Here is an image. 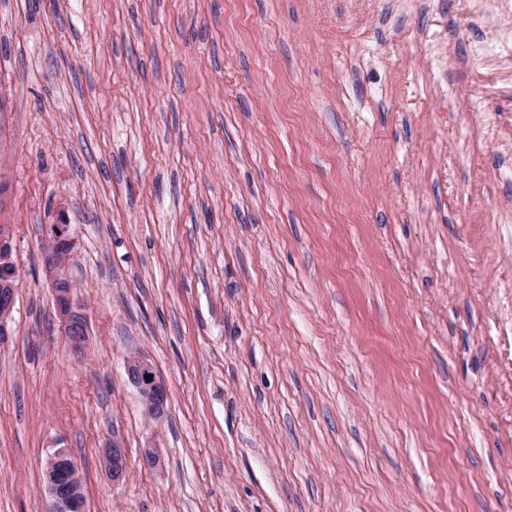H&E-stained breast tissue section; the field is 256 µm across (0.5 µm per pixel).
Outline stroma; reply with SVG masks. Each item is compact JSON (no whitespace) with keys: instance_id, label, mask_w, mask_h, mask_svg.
<instances>
[{"instance_id":"35a3bbf8","label":"stroma","mask_w":512,"mask_h":512,"mask_svg":"<svg viewBox=\"0 0 512 512\" xmlns=\"http://www.w3.org/2000/svg\"><path fill=\"white\" fill-rule=\"evenodd\" d=\"M502 2L0 0V512L53 448L89 512H512V51L470 52ZM19 266L14 256L11 224L0 225V348L11 336L10 322L16 303ZM74 248L69 225L50 226V245L44 251L43 261L51 276L55 316L71 353L81 358L88 351L90 332L84 305L75 297L66 272ZM126 373L146 413L162 421L168 411L169 394L165 382L158 376L153 365L142 355L134 354L126 361ZM145 376H148L149 381H146ZM105 470L112 477V484L121 482L127 475V459L124 448L117 439L105 448L103 454Z\"/></svg>"}]
</instances>
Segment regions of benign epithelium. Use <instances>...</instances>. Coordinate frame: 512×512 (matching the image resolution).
Returning <instances> with one entry per match:
<instances>
[{"label": "benign epithelium", "mask_w": 512, "mask_h": 512, "mask_svg": "<svg viewBox=\"0 0 512 512\" xmlns=\"http://www.w3.org/2000/svg\"><path fill=\"white\" fill-rule=\"evenodd\" d=\"M75 248V239L67 224L50 226V245L44 251L43 261L51 276L54 311L71 353L81 358L88 351L89 325L84 305L73 293L66 272L68 260ZM19 266L14 256L13 229L10 224L0 225V348L11 336L10 322L16 303ZM130 384L139 394L146 413L157 421L165 418L169 394L165 382L153 365L142 355L134 354L126 361ZM142 463L155 469L164 463L162 448L144 449ZM105 470L112 482L119 483L127 475L124 448L116 439L105 448ZM47 498L42 502V512H86L81 478L77 464L66 448H54L48 454L44 471Z\"/></svg>", "instance_id": "obj_1"}]
</instances>
